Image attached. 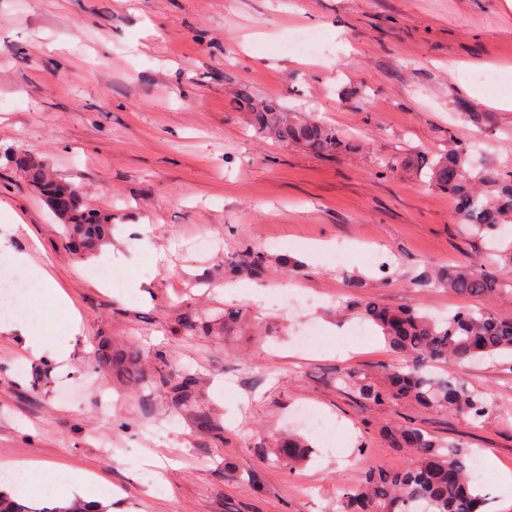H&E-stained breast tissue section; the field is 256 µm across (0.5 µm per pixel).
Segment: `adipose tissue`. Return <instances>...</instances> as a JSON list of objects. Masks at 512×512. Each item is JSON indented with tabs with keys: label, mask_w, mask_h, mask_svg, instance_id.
I'll list each match as a JSON object with an SVG mask.
<instances>
[{
	"label": "adipose tissue",
	"mask_w": 512,
	"mask_h": 512,
	"mask_svg": "<svg viewBox=\"0 0 512 512\" xmlns=\"http://www.w3.org/2000/svg\"><path fill=\"white\" fill-rule=\"evenodd\" d=\"M11 257L14 269L26 272L33 281L28 307L33 321L26 325L11 318H0V332L23 333L26 346L37 357L42 353L44 338L49 330L45 317L61 308L64 298L58 289L53 288L48 272L36 266L27 253L15 251ZM52 497L59 507H67L80 500L94 505L97 512H112L111 494L102 489L97 479L84 473L55 477Z\"/></svg>",
	"instance_id": "adipose-tissue-1"
}]
</instances>
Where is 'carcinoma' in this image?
<instances>
[{
	"mask_svg": "<svg viewBox=\"0 0 512 512\" xmlns=\"http://www.w3.org/2000/svg\"><path fill=\"white\" fill-rule=\"evenodd\" d=\"M238 102L248 111L253 126L275 142H293L317 154L334 156L350 144L336 128L311 122L290 113L276 101L257 103L241 93ZM4 166L24 176L63 227L66 243L91 254L112 235V213L92 208L80 190L59 179L50 164L21 150L0 154ZM468 154L445 155L421 160L432 186L448 193L462 217V227L471 236L494 233L512 223V171L478 177L466 167ZM476 264L426 269L415 280L418 288H446L467 299L512 295V247L495 252ZM241 271L260 275L266 257L247 253ZM360 318L373 322L401 363L384 367L377 374L338 373L337 382L359 398L377 405L411 401L428 411L464 413L475 420L490 410L487 400L471 391L454 368L497 354H512V318H501L480 308H462L446 317H431L415 308H387L372 297L355 295L352 303ZM179 325L187 336L200 329L210 333L211 319L186 312ZM143 355L134 347L103 350L104 368L130 383L144 376ZM171 400L181 406L195 402V376L172 366L160 375ZM389 446L411 455L407 465L394 470L370 469L341 498L340 512H483L482 495L470 473L472 454L454 444H441L415 427L390 430ZM274 462L290 466L304 461L309 444L298 437H277ZM0 512H94L84 505L44 506L36 509L0 494Z\"/></svg>",
	"mask_w": 512,
	"mask_h": 512,
	"instance_id": "1",
	"label": "carcinoma"
}]
</instances>
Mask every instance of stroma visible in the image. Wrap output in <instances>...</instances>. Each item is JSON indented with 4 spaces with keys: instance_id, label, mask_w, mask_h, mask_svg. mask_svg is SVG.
Returning a JSON list of instances; mask_svg holds the SVG:
<instances>
[{
    "instance_id": "35a3bbf8",
    "label": "stroma",
    "mask_w": 512,
    "mask_h": 512,
    "mask_svg": "<svg viewBox=\"0 0 512 512\" xmlns=\"http://www.w3.org/2000/svg\"><path fill=\"white\" fill-rule=\"evenodd\" d=\"M302 29L317 33L316 55L284 50ZM485 71L495 86L479 80ZM243 89L336 127L350 150L322 156L258 135ZM511 95L504 0H0V146L47 159L116 224L108 282L99 254L62 245L42 199L0 169V208L25 224L0 236L65 294L68 311L50 316L57 334L69 312L82 317L62 363L47 351L29 359L19 333L0 334V463L41 468L28 505H48L51 474L84 471L111 489L112 512H337L366 471L404 464L388 436L408 425L481 449L485 512H512L500 482L512 475L511 357L460 368L495 400L476 423L377 406L336 382L340 369L397 360L375 328L351 343L363 321L336 311L349 279L389 307L465 306L415 277L480 262L491 243L461 233L451 199L418 165L467 148L476 168H512V111L490 105ZM124 224L151 225L149 243ZM250 249L268 261L256 278L235 270ZM286 295L302 307L279 304ZM197 309L244 317L220 336L184 335L178 319ZM310 326L315 345L297 350ZM129 345L144 353V383L99 366L102 350ZM162 359L195 375L208 423L172 404ZM299 407L336 438L306 435L307 461L272 464L273 436L305 435Z\"/></svg>"
}]
</instances>
